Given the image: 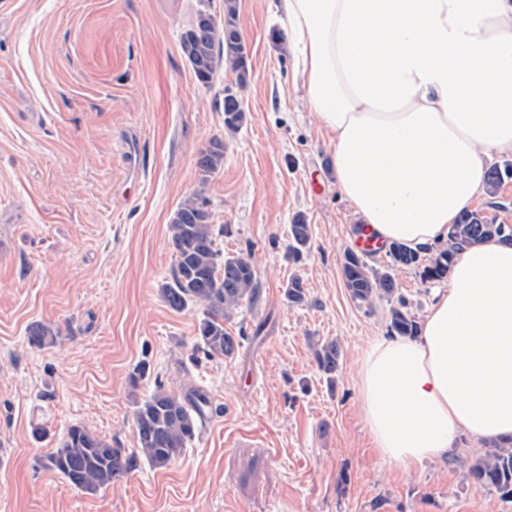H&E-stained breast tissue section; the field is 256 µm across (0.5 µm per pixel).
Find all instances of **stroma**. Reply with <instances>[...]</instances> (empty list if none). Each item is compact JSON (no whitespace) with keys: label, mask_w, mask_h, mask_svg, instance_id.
I'll use <instances>...</instances> for the list:
<instances>
[{"label":"stroma","mask_w":512,"mask_h":512,"mask_svg":"<svg viewBox=\"0 0 512 512\" xmlns=\"http://www.w3.org/2000/svg\"><path fill=\"white\" fill-rule=\"evenodd\" d=\"M202 4L223 17L224 0H0V512H512L468 479V439L411 471L373 448L358 360L389 334L390 305L344 285L361 220L338 191L331 135L267 0H238L246 122L225 131L235 73L202 85L180 48ZM215 138L224 166L205 179L197 158ZM197 190L232 229L219 247L257 270L260 299L235 313L245 340L230 359L200 348L201 306L175 311L159 293L175 266L167 226ZM299 214L311 238L295 263ZM294 275L299 305L284 295ZM393 275L423 319L433 282ZM35 323L58 330L55 344H30ZM317 341L339 347L334 376L317 367ZM159 383L221 409L167 468L139 461L88 495L40 467L73 425L136 453L135 406Z\"/></svg>","instance_id":"obj_1"}]
</instances>
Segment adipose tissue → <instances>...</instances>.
I'll return each instance as SVG.
<instances>
[{
  "label": "adipose tissue",
  "mask_w": 512,
  "mask_h": 512,
  "mask_svg": "<svg viewBox=\"0 0 512 512\" xmlns=\"http://www.w3.org/2000/svg\"><path fill=\"white\" fill-rule=\"evenodd\" d=\"M340 194L377 243L438 247L512 157V0H274ZM358 400L402 469L512 445V246L462 247L418 335L379 336Z\"/></svg>",
  "instance_id": "adipose-tissue-1"
}]
</instances>
